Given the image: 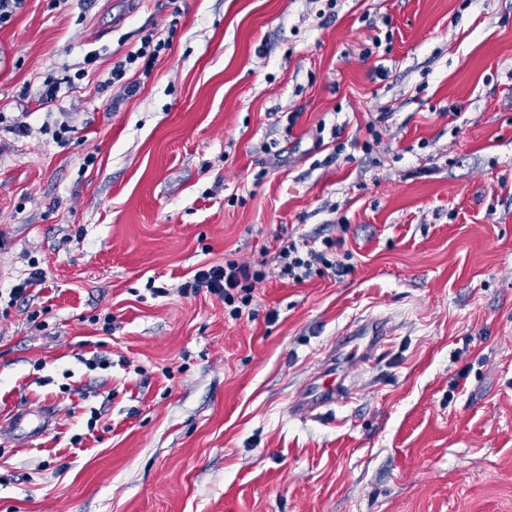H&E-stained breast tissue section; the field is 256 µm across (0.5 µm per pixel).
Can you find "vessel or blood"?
I'll use <instances>...</instances> for the list:
<instances>
[{
    "label": "vessel or blood",
    "mask_w": 512,
    "mask_h": 512,
    "mask_svg": "<svg viewBox=\"0 0 512 512\" xmlns=\"http://www.w3.org/2000/svg\"><path fill=\"white\" fill-rule=\"evenodd\" d=\"M389 334L384 321L369 319L353 325L348 338L336 346L325 367L317 373L301 393L295 404L299 414L306 415L321 408L348 402L351 390L346 385V370L353 363L372 361L375 351ZM10 424L25 429L27 437L43 436L51 426L49 416L29 417L27 412H15Z\"/></svg>",
    "instance_id": "obj_1"
}]
</instances>
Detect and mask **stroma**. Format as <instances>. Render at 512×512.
I'll return each mask as SVG.
<instances>
[{
    "label": "stroma",
    "mask_w": 512,
    "mask_h": 512,
    "mask_svg": "<svg viewBox=\"0 0 512 512\" xmlns=\"http://www.w3.org/2000/svg\"><path fill=\"white\" fill-rule=\"evenodd\" d=\"M289 237L343 238L346 273L279 278ZM230 258L269 262L239 316L181 295ZM368 317L391 334L352 400L294 414ZM43 402V438L5 426ZM0 512H512V0H22ZM153 36L152 33L143 36L140 47L136 51L130 52L124 61H120L113 66L112 82L114 84L120 83L123 80L128 65H140L139 71L145 76L151 73L161 51L170 46L165 41L159 40L154 42Z\"/></svg>",
    "instance_id": "1"
}]
</instances>
